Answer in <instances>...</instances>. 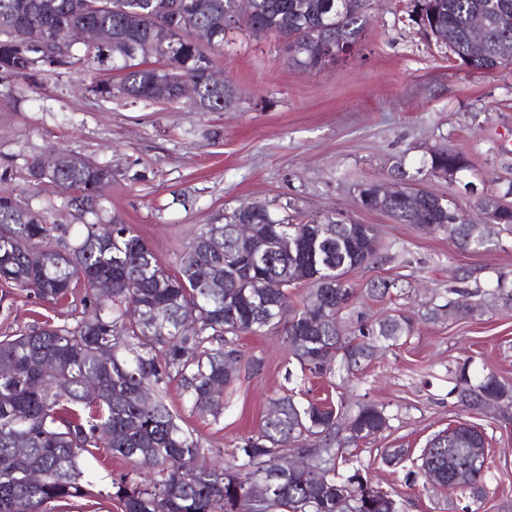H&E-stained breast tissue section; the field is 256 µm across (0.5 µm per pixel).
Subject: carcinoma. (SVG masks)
<instances>
[{
  "label": "carcinoma",
  "mask_w": 512,
  "mask_h": 512,
  "mask_svg": "<svg viewBox=\"0 0 512 512\" xmlns=\"http://www.w3.org/2000/svg\"><path fill=\"white\" fill-rule=\"evenodd\" d=\"M160 0H0V71L34 77L42 71L80 73L95 65L120 71L117 83L97 82L90 91L103 99L181 100L179 83L188 77L199 88L192 108L221 112L227 88L210 84L212 50L224 45L227 31L274 34L287 42L288 59L301 69L323 68L325 49L342 53L362 36L372 0H254L251 20L233 17L235 0H183L184 12L156 26L151 16ZM412 19L436 43L448 48L475 71L490 73L512 65V0H413ZM488 21L484 39L469 37L473 20ZM64 25L77 33L90 25L112 31V42L90 46L79 37L59 45L47 31ZM149 43L152 58L135 55ZM461 154L440 149L427 160L428 171L456 164ZM33 179L53 184L80 217L91 215L77 241L61 250L54 245L55 225L46 223L17 196L0 197V273L8 284L56 301L82 293V316L73 325L34 328L0 340V512H47V504L89 494L94 485L83 469L85 456L104 449L131 466L112 481V494L123 512H252L251 496L265 487L268 463L294 449L327 464L331 474L298 473L288 477L281 494L262 512H348L338 492L354 496V512H387L366 493L369 480L356 467L336 474L339 460L357 439L389 427L384 407L366 402L349 413L344 406L302 403L291 396L273 399L279 415L266 417L257 432L242 439L235 464H199L209 448L184 427L167 403L169 386L181 388L195 412L218 418L224 395L213 393L239 379V341L283 327V343L301 372L353 374L370 360L378 344L413 332V319L389 314L373 321L357 309L361 294L383 300L399 288L395 279L371 281L361 293L345 282L368 253L382 258L372 224L316 222L279 216L268 205L241 203L224 212V223L204 224L179 255L178 269L164 267L147 242L130 226L102 219V193L112 169L74 157L47 174L43 157L27 165ZM482 204L491 221L512 228V212L498 211V200ZM419 207L428 224H449L448 235L464 251L497 246L474 235L476 225L449 200L422 193ZM400 224L413 223L401 199L389 204ZM113 225L112 237L99 239L94 227ZM254 225L262 261L245 280L236 268L241 248L232 226ZM321 238L333 243L334 260L325 258ZM305 267L316 279L293 301L295 269ZM106 277L112 288L98 293ZM335 287L329 288L327 284ZM314 313L321 327L294 336L302 319ZM236 365L226 367L225 357ZM152 392L141 400L137 392ZM451 393L465 410L480 411L483 401H500L499 416L512 421V384L493 372L473 379L462 366ZM349 424L351 434H342ZM491 460L483 434L460 424L432 438L407 480L429 470L434 485L484 493ZM37 477H29V472Z\"/></svg>",
  "instance_id": "cac0c4a2"
}]
</instances>
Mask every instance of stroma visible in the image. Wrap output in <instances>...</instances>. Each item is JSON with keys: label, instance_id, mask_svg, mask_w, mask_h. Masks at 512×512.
Returning a JSON list of instances; mask_svg holds the SVG:
<instances>
[{"label": "stroma", "instance_id": "1", "mask_svg": "<svg viewBox=\"0 0 512 512\" xmlns=\"http://www.w3.org/2000/svg\"><path fill=\"white\" fill-rule=\"evenodd\" d=\"M408 12L409 0H376L362 37L335 64L312 71L289 64L273 36L229 32L214 54L233 91L221 112H194L185 101H106L85 92L87 84L117 79L114 71L45 72L34 80L2 73L0 189L28 201L48 223L66 226L59 242L69 245L77 219L52 184L29 176L27 163L58 151L107 164L106 216L132 226L169 269L200 225L218 223L243 202L375 225L394 248L347 281L363 289L380 278L397 280L402 295L367 299L362 308L370 315L411 311L412 335L383 345L356 375L290 382L279 335H245L243 356L259 365L225 389L221 418L190 412L178 388H170L167 400L210 447L208 466L230 462L273 398L295 391L300 399L335 405L376 402L385 406L390 426L361 444L358 460L402 512H512V426L491 412L464 411L449 393L451 376L464 365L471 375L491 370L512 382V302L494 290L497 280L512 284V233L494 228L496 249L463 251L445 232H423L362 209L355 192L357 185L391 180L400 168L481 221L464 186L471 182L500 197L512 185V66L487 75L460 66L447 48L425 40ZM439 147L461 153L468 170L447 180L425 172ZM461 276L469 293L480 290V311L426 319L428 307L441 303ZM469 293L459 304L469 303ZM74 309L68 299L45 302L0 285V336L73 322ZM459 421L485 434L494 461L487 497L476 501L422 477L405 485V472L428 440ZM397 448L404 449V462L386 464L384 454ZM86 467L97 477V494L56 504L52 512H122L109 491L128 463L104 452L87 458Z\"/></svg>", "mask_w": 512, "mask_h": 512}]
</instances>
